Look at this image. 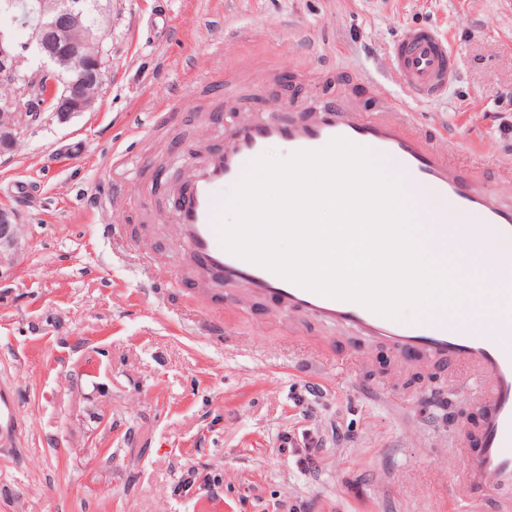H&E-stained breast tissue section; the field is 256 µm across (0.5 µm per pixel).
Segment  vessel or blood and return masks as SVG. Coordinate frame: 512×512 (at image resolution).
Listing matches in <instances>:
<instances>
[{
    "label": "vessel or blood",
    "instance_id": "b4317fda",
    "mask_svg": "<svg viewBox=\"0 0 512 512\" xmlns=\"http://www.w3.org/2000/svg\"><path fill=\"white\" fill-rule=\"evenodd\" d=\"M389 55L405 87L421 102L435 99L456 76L447 40L430 27L404 31L390 45ZM212 117L224 126L222 145L190 154L188 172L175 190H168L162 178L153 180L157 192L170 196L176 233L186 247L182 282L216 305L250 296L268 301L274 315L346 329L387 346L406 364L434 361L464 367L481 381L475 395L478 446L465 460L454 497L469 505L512 490V320L473 329L464 324L461 310L440 319L391 320L230 254L213 225L225 188L235 186L247 165L271 146L315 150L342 137L368 148L402 178L405 190L419 200L417 223L430 225L437 241L458 252L495 256L483 284L485 302L492 305L498 284L512 280V199L481 180L478 162L463 160L457 137L443 130L427 134L418 112L392 95L377 96L367 110L341 99L303 105L273 100L257 119L228 122L218 109ZM19 432L14 396L0 389V444L12 447Z\"/></svg>",
    "mask_w": 512,
    "mask_h": 512
}]
</instances>
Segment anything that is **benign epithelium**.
<instances>
[{"instance_id": "benign-epithelium-1", "label": "benign epithelium", "mask_w": 512, "mask_h": 512, "mask_svg": "<svg viewBox=\"0 0 512 512\" xmlns=\"http://www.w3.org/2000/svg\"><path fill=\"white\" fill-rule=\"evenodd\" d=\"M38 23L30 26L31 43L16 46L0 35V83L15 86L16 77L28 69L27 51L34 48L42 65L34 74L44 89L29 96L37 114L48 113L61 122L91 111L105 82L106 29L89 14L83 0H34ZM68 72L73 79L61 87L56 76ZM16 94L0 97V154L11 152L28 113L16 111ZM22 232L16 213L0 207V278L13 264V249Z\"/></svg>"}]
</instances>
